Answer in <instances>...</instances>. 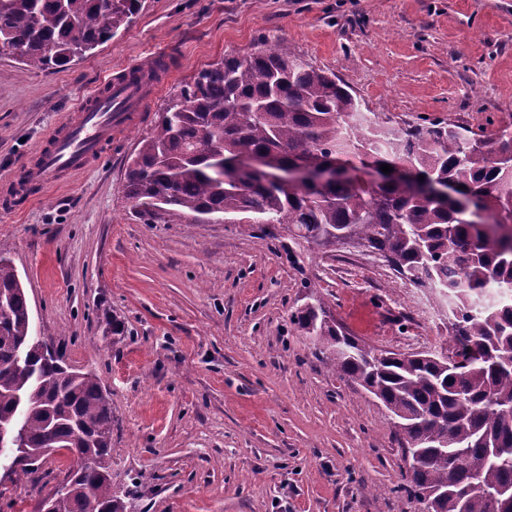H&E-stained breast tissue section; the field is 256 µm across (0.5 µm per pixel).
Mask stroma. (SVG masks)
<instances>
[{
    "label": "stroma",
    "instance_id": "stroma-1",
    "mask_svg": "<svg viewBox=\"0 0 512 512\" xmlns=\"http://www.w3.org/2000/svg\"><path fill=\"white\" fill-rule=\"evenodd\" d=\"M262 43L334 72L379 123L512 118V0H143L67 68L0 56V251L38 334L109 392L112 481L136 485L133 512H419L387 410L291 314L314 292L362 342L413 353L447 339V311L365 250L328 257L254 224H149L125 196L163 100ZM159 54L172 63L148 110L90 168L4 199L100 81ZM67 464L55 455L24 486L0 473V501L40 512Z\"/></svg>",
    "mask_w": 512,
    "mask_h": 512
}]
</instances>
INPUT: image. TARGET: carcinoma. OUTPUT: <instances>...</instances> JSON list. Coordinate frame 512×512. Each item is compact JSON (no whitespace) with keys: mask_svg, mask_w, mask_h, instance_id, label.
I'll use <instances>...</instances> for the list:
<instances>
[{"mask_svg":"<svg viewBox=\"0 0 512 512\" xmlns=\"http://www.w3.org/2000/svg\"><path fill=\"white\" fill-rule=\"evenodd\" d=\"M141 0H0V56L51 72L129 26ZM167 62L130 75L159 79ZM271 157L294 169L319 160L335 179L291 188L235 163ZM392 172L370 183L343 174L351 160ZM424 180H419V176ZM456 190L443 198L433 188ZM127 199L165 223L191 214L282 224L324 253L350 237L411 283L434 289L451 319L448 365L373 349L347 333L318 295L291 318L316 337L339 375L379 399L417 463L409 488L432 512H489L512 488V120L487 133L445 120L380 125L336 75L288 46L228 54L201 69L155 113L125 175ZM0 419L11 426L10 473L22 482L47 451H65L51 512H129L112 489V406L92 372L40 353L27 296L0 255ZM457 467L448 471V458Z\"/></svg>","mask_w":512,"mask_h":512,"instance_id":"carcinoma-1","label":"carcinoma"}]
</instances>
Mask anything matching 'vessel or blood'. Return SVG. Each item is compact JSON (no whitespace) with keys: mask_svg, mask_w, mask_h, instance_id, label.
<instances>
[{"mask_svg":"<svg viewBox=\"0 0 512 512\" xmlns=\"http://www.w3.org/2000/svg\"><path fill=\"white\" fill-rule=\"evenodd\" d=\"M151 98V92L117 76L101 82L81 102L75 119L50 132L52 145L37 154L28 184L44 187L88 169L113 131L127 129L133 113L144 111Z\"/></svg>","mask_w":512,"mask_h":512,"instance_id":"b4317fda","label":"vessel or blood"}]
</instances>
